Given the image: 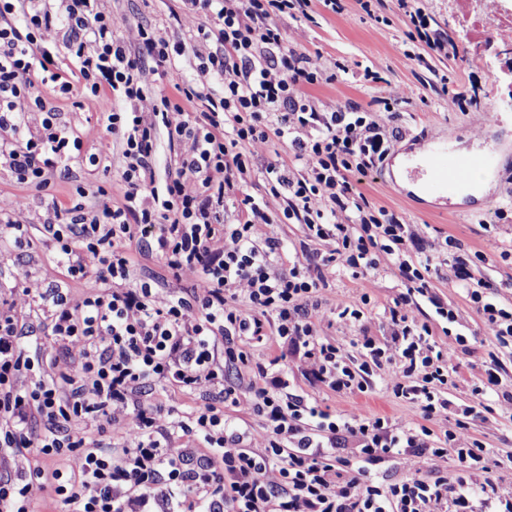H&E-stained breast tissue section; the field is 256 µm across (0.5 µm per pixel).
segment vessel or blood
Returning <instances> with one entry per match:
<instances>
[{"label": "vessel or blood", "instance_id": "1", "mask_svg": "<svg viewBox=\"0 0 512 512\" xmlns=\"http://www.w3.org/2000/svg\"><path fill=\"white\" fill-rule=\"evenodd\" d=\"M495 163L491 152L461 153L447 141L429 139L406 151L405 174L421 196L448 202L473 186L475 174H490Z\"/></svg>", "mask_w": 512, "mask_h": 512}]
</instances>
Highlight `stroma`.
I'll return each instance as SVG.
<instances>
[{"mask_svg":"<svg viewBox=\"0 0 512 512\" xmlns=\"http://www.w3.org/2000/svg\"><path fill=\"white\" fill-rule=\"evenodd\" d=\"M105 5L112 15L130 25L158 27L173 39L181 34L170 16L176 0H106ZM342 5V12L336 14L319 8L308 19L285 17L279 21L286 40L301 42L309 52L320 53L325 66H341L335 81L315 87L313 97L368 109L373 100L401 87L407 101L399 106L392 122L398 135L390 140L389 158L400 155L402 148L416 137H441L461 151L480 142L501 157L492 189L483 197L482 208L470 216L418 210L410 201L412 192L406 180L384 178L377 170L363 177L358 190L371 203L386 207L406 223L418 225L425 255L439 256L440 246L449 235L463 244L464 256L473 258L474 253H481V260H475L473 265L475 278L491 283L497 290L499 305L512 308V85L503 74L504 68L512 66V47L490 42L489 28L477 26L483 12L481 0L421 2L425 13L464 50L467 59L463 62L450 55L435 54L423 42L413 39L410 17L397 0H380L369 13L362 10L358 0H342ZM379 18L384 21L380 28L375 25ZM369 69L379 73V81L365 79ZM473 82L479 86L476 106H458L453 90L465 89ZM44 97L47 106L56 109L58 123L80 136L83 156H97L99 163L92 167L82 163L81 158L61 160L48 172L49 185L43 189L19 185L8 170L0 168V196L25 198V221L31 238L22 247L9 240L0 242V299L10 298L12 289L24 278L46 288L70 287L67 270L56 263L54 245L43 232L52 204L80 200L85 206H93L97 187H111L117 179L112 162L120 145L99 125L101 112L112 107L111 100L89 99L78 87L66 95L48 91ZM80 187L86 191L82 199L76 194ZM404 290L398 270L392 265L380 266L366 279L353 276L346 268H337L324 295L362 308L364 324L359 327L334 322L324 328L323 338L346 345L363 331L382 336L383 310ZM365 294L370 296V304H362ZM494 355L512 375V347L499 346L493 336H484L482 341L471 344L469 352L458 354L462 381L452 393L453 402L465 404L472 400V390L484 381ZM288 381L290 392L305 396L332 414L359 407L393 419L405 412L402 401L387 390V377L381 373L375 376L372 391L365 394L335 393L310 384L298 374L289 375ZM484 402L489 410L485 420L474 421L475 436L499 455L512 453V416L503 413L497 396H485Z\"/></svg>","mask_w":512,"mask_h":512,"instance_id":"stroma-1","label":"stroma"}]
</instances>
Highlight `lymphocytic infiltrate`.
Masks as SVG:
<instances>
[{
    "mask_svg": "<svg viewBox=\"0 0 512 512\" xmlns=\"http://www.w3.org/2000/svg\"><path fill=\"white\" fill-rule=\"evenodd\" d=\"M65 3L58 14L50 0H0V166L42 188L47 172L81 149L41 92L50 82L69 93L58 63L65 55L86 96L119 103L99 118L121 143L118 190H99L90 208L54 205L44 226L81 295L19 282L47 308V334L71 369L49 366L39 344L24 345L31 315L0 311V512H32L35 483L51 490L56 512H512V494L487 464L490 449L470 432L484 391L501 394L512 412V386L496 366L472 403L440 395L439 386H457L455 353L465 340H435L417 298L428 296L450 324L458 311L429 296L432 268L412 258L418 237L353 184L383 162L389 133L361 106H317L309 87L335 76L320 55L285 45L277 24L317 7L339 13L340 0H181L174 19L184 35L176 41L151 27L124 29L102 0ZM185 56L194 82L165 87ZM147 57L153 67L144 66ZM214 80L222 96L211 95ZM33 107L44 112L34 130ZM162 127L182 151L176 178L161 188L151 160ZM283 145L293 160L268 163L267 197L246 194L253 160ZM234 196L246 214L236 223L224 217ZM288 223L305 225L325 251L302 252L283 268L280 239L256 230ZM143 249L173 277L192 278L189 297L146 280L128 287ZM385 260L406 288L383 313L387 336L363 335L348 348L323 341L329 275L342 266L365 276ZM454 278L484 331L512 337V312L498 307L466 260L457 259ZM254 341L278 355L249 363L245 347ZM287 361L334 392H366L373 374L384 373L408 414L331 415L288 392L275 373ZM244 364L262 381L251 399L264 421L260 450L244 445L241 424L224 416L241 396L224 371ZM152 382L188 396L206 387L212 396L174 418L144 403ZM448 415L454 427L434 440L430 422ZM88 421L121 430L122 447L92 439ZM182 436L190 446L176 447ZM407 454L427 464L451 460L455 470L431 478L418 469L397 481L375 473ZM71 457L78 468L63 471Z\"/></svg>",
    "mask_w": 512,
    "mask_h": 512,
    "instance_id": "f902f5d3",
    "label": "lymphocytic infiltrate"
}]
</instances>
